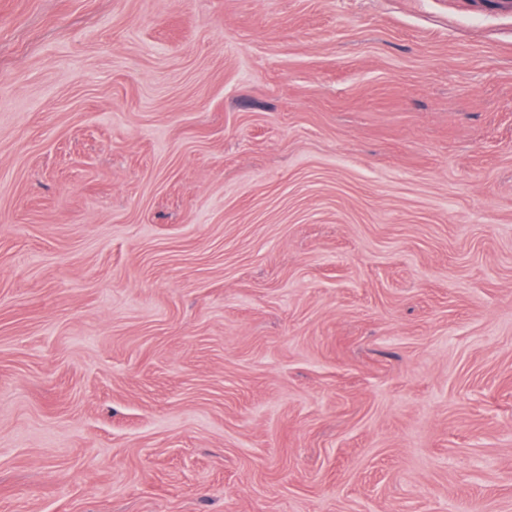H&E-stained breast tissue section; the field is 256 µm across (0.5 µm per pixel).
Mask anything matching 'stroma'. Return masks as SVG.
Segmentation results:
<instances>
[{"instance_id":"35a3bbf8","label":"stroma","mask_w":512,"mask_h":512,"mask_svg":"<svg viewBox=\"0 0 512 512\" xmlns=\"http://www.w3.org/2000/svg\"><path fill=\"white\" fill-rule=\"evenodd\" d=\"M0 512H512V4L0 0Z\"/></svg>"}]
</instances>
